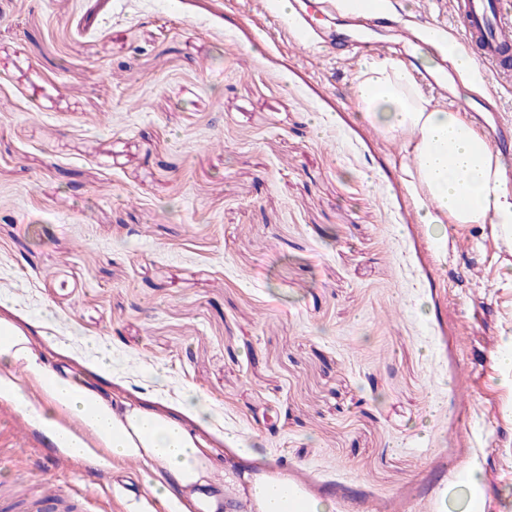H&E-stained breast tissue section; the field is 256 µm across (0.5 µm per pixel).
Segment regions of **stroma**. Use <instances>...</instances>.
Returning <instances> with one entry per match:
<instances>
[{
  "label": "stroma",
  "instance_id": "1",
  "mask_svg": "<svg viewBox=\"0 0 512 512\" xmlns=\"http://www.w3.org/2000/svg\"><path fill=\"white\" fill-rule=\"evenodd\" d=\"M391 2L455 38L450 0ZM362 62L299 50L262 0H0V319L47 370L184 421L216 473L282 470L338 512H457L450 473L475 468L481 512H512V252L422 223L401 140L356 103ZM482 75L448 92L497 96L488 136L512 82ZM45 454H20L14 495L80 484L87 512H143L145 463Z\"/></svg>",
  "mask_w": 512,
  "mask_h": 512
}]
</instances>
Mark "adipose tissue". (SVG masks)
<instances>
[{
	"instance_id": "1",
	"label": "adipose tissue",
	"mask_w": 512,
	"mask_h": 512,
	"mask_svg": "<svg viewBox=\"0 0 512 512\" xmlns=\"http://www.w3.org/2000/svg\"><path fill=\"white\" fill-rule=\"evenodd\" d=\"M353 81L366 118L384 133L406 138L404 148L412 157L404 170L406 184L423 222L489 224L512 250V190L506 186L507 163L501 153L460 113L433 107L418 94L402 61L367 59ZM17 364L42 385L44 404L34 405L20 393L9 371ZM0 396L10 397L46 433L59 436L74 456L94 443L112 457L143 460L169 475L205 512H218L223 495L211 487L212 464L193 430L156 413L113 404L74 379L48 376L25 332L2 321ZM64 415L81 424V433L59 427L57 419ZM235 490L249 500L253 512H326L282 473H242Z\"/></svg>"
}]
</instances>
